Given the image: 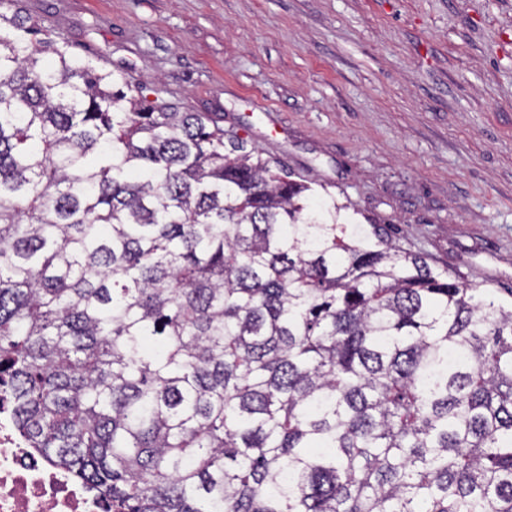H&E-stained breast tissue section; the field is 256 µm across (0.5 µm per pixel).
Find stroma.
<instances>
[{
    "instance_id": "stroma-1",
    "label": "stroma",
    "mask_w": 512,
    "mask_h": 512,
    "mask_svg": "<svg viewBox=\"0 0 512 512\" xmlns=\"http://www.w3.org/2000/svg\"><path fill=\"white\" fill-rule=\"evenodd\" d=\"M412 252L512 292V0H19Z\"/></svg>"
}]
</instances>
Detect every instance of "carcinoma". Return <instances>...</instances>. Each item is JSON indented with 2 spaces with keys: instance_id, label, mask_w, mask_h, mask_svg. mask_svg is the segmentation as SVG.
<instances>
[{
  "instance_id": "1",
  "label": "carcinoma",
  "mask_w": 512,
  "mask_h": 512,
  "mask_svg": "<svg viewBox=\"0 0 512 512\" xmlns=\"http://www.w3.org/2000/svg\"><path fill=\"white\" fill-rule=\"evenodd\" d=\"M0 11V403L107 512H512V300Z\"/></svg>"
}]
</instances>
